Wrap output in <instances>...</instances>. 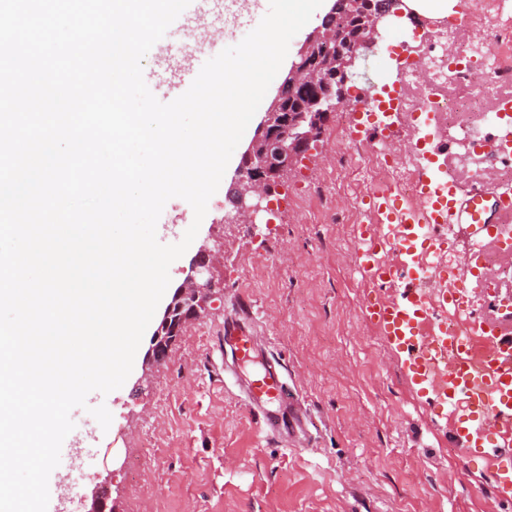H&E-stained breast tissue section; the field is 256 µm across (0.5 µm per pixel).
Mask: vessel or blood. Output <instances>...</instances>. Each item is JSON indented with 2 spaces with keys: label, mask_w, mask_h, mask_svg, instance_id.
Wrapping results in <instances>:
<instances>
[{
  "label": "vessel or blood",
  "mask_w": 512,
  "mask_h": 512,
  "mask_svg": "<svg viewBox=\"0 0 512 512\" xmlns=\"http://www.w3.org/2000/svg\"><path fill=\"white\" fill-rule=\"evenodd\" d=\"M230 17L240 35L252 31L269 10V0H255L254 12L236 13V0H212ZM224 40L203 38L182 49L171 63L185 93L203 64L219 54ZM416 190L425 205L415 208L388 192H372L365 202L373 226L362 227L356 259L364 276L375 284H392L394 299L377 298L366 307L384 346L401 354L406 376L418 395L455 416L454 439L484 458L495 473V494L512 499V308L496 307L492 316L455 329L449 315H462L470 304L466 281L482 280L484 253L503 249L512 235V192L473 186L465 194L440 191L428 174H420ZM449 224L472 229L474 248L467 272L450 264H432L447 253L452 240L442 234ZM224 342L240 361H251L255 338L247 327L225 329ZM249 399L264 433L282 430L270 404L289 406L288 387L275 369L253 379Z\"/></svg>",
  "instance_id": "obj_1"
}]
</instances>
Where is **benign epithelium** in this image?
<instances>
[{
  "label": "benign epithelium",
  "mask_w": 512,
  "mask_h": 512,
  "mask_svg": "<svg viewBox=\"0 0 512 512\" xmlns=\"http://www.w3.org/2000/svg\"><path fill=\"white\" fill-rule=\"evenodd\" d=\"M358 9L360 29L355 43L335 53L328 51L336 42L330 25L316 28L297 52L281 87L319 84L322 90L311 99L305 112L283 111V91L269 104L256 134L242 155L237 179L232 189L233 223L253 224L274 190L288 184L299 167L318 151L327 116L349 101L345 85L361 53L378 45V24L390 12L384 0H353ZM223 245L204 244L189 267L183 283L166 306L157 331L152 337L147 361L157 364L164 359L170 341L208 308L214 290L220 284L218 267Z\"/></svg>",
  "instance_id": "1"
}]
</instances>
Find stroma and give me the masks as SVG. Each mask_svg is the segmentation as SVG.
Returning a JSON list of instances; mask_svg holds the SVG:
<instances>
[{
	"label": "stroma",
	"mask_w": 512,
	"mask_h": 512,
	"mask_svg": "<svg viewBox=\"0 0 512 512\" xmlns=\"http://www.w3.org/2000/svg\"><path fill=\"white\" fill-rule=\"evenodd\" d=\"M457 0L442 23L387 20L378 47L361 56L349 85L376 94L397 81L414 53L404 38L448 32L449 48L473 35ZM262 113H255L198 234L169 271L183 282L199 247L224 243V292L168 347L146 360L152 319L124 385L102 396L108 429L83 408L64 440L71 458L49 477L47 512H89L96 482L108 480L117 512H512L478 456L461 458L448 434L452 419L414 393L399 357L380 342L365 314L381 294L356 265V239L344 216L353 189L323 196L338 168L356 165L357 114L344 126L328 119L316 158L301 165L273 215L228 224L230 190ZM194 219L188 202L170 199L157 223L163 244L178 243ZM251 305L259 359L235 365L224 326L238 303ZM272 361L294 396L279 436L262 433L245 384ZM91 478L72 490L61 475Z\"/></svg>",
	"instance_id": "1"
}]
</instances>
